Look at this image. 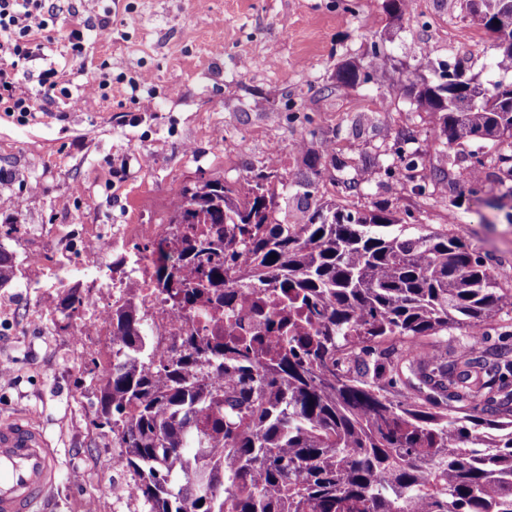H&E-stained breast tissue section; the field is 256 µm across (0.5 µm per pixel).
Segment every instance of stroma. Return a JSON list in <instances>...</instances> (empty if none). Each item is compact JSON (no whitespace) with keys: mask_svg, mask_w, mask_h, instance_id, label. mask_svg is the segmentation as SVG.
<instances>
[{"mask_svg":"<svg viewBox=\"0 0 512 512\" xmlns=\"http://www.w3.org/2000/svg\"><path fill=\"white\" fill-rule=\"evenodd\" d=\"M384 0H59L43 53L20 77L34 91L38 74L62 71L69 97L44 101L26 117L0 111V247L16 276L0 287V416H36L55 450L59 478L43 512H127L119 488L131 472L112 454L110 428L94 427L105 374L90 363L109 343L106 335L77 341L65 328L59 304L67 289L89 292L111 282L113 266L138 256L125 224L164 223L184 186L199 179L229 183L258 173L270 146L280 150L273 186L299 176L296 142L328 137L341 170L326 169L324 199L356 209L379 205L404 218L408 233L454 227L512 287V201L486 205L490 186L472 191L459 168L443 192L418 194L425 171L402 180L384 176L394 162L395 136L416 132L425 163L444 154L466 160L470 145L446 147L429 113L397 95L392 111H379L374 88L334 87L341 60L368 64L365 35L391 58L413 65L414 79H434L464 44L468 74L481 83L500 80L491 40L469 43L479 27L459 8L426 24L432 0H421L420 19L396 21ZM89 27L111 22L112 36L85 43L73 59L66 40L71 12ZM111 85L90 93L100 68ZM357 179L355 190L346 180ZM113 237L103 252L85 251L87 231Z\"/></svg>","mask_w":512,"mask_h":512,"instance_id":"35a3bbf8","label":"stroma"}]
</instances>
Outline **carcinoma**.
Listing matches in <instances>:
<instances>
[{
	"mask_svg": "<svg viewBox=\"0 0 512 512\" xmlns=\"http://www.w3.org/2000/svg\"><path fill=\"white\" fill-rule=\"evenodd\" d=\"M495 35L512 28V0L448 2ZM414 0H384L395 20ZM343 61L336 89L372 84L393 106L402 89L438 116L447 147L484 133L493 146L469 163L472 183L486 164L507 173L512 198V80L479 84L463 68L435 82L409 80L407 67ZM396 139L404 168L418 149ZM306 172L271 186V169L242 182L207 179L181 190L168 223L203 224L168 251L152 244L155 284L181 309L203 303L229 321L255 315L264 333L212 339L193 334L164 359L131 307L112 314L98 425L117 432L123 463L138 478L147 512H512V357L466 348L476 332L512 314V288L500 286L483 257L450 229L408 237L380 227L403 222L387 209L351 210L323 202L316 179L336 161L333 143L303 146ZM297 199L280 216L281 202ZM269 291L282 306H255ZM84 298L71 288L63 318L80 319ZM229 373L224 386L205 381Z\"/></svg>",
	"mask_w": 512,
	"mask_h": 512,
	"instance_id": "obj_1",
	"label": "carcinoma"
}]
</instances>
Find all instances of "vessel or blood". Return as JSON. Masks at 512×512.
Returning a JSON list of instances; mask_svg holds the SVG:
<instances>
[{
    "label": "vessel or blood",
    "instance_id": "1",
    "mask_svg": "<svg viewBox=\"0 0 512 512\" xmlns=\"http://www.w3.org/2000/svg\"><path fill=\"white\" fill-rule=\"evenodd\" d=\"M43 429L26 416L0 418V512H38L58 480Z\"/></svg>",
    "mask_w": 512,
    "mask_h": 512
}]
</instances>
